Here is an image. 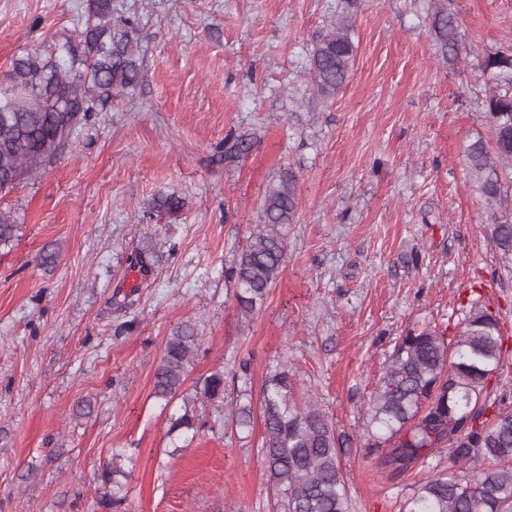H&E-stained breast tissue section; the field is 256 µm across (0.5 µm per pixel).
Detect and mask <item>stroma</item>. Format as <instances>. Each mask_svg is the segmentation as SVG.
<instances>
[{"label":"stroma","instance_id":"stroma-1","mask_svg":"<svg viewBox=\"0 0 512 512\" xmlns=\"http://www.w3.org/2000/svg\"><path fill=\"white\" fill-rule=\"evenodd\" d=\"M116 0L138 23L140 75L33 179L0 192V512H280L261 451L264 379L288 370L345 440L348 512H403L430 476L469 469L447 449L390 476L367 403L410 330L458 335L472 305L500 314L512 360V265L486 226L512 218L469 179L494 147L484 59L512 48V0ZM351 15L347 85L309 79L320 34ZM86 0H0V82L16 58L70 34ZM299 210L262 308L244 316L232 271L281 171ZM174 196L177 211L153 206ZM53 263H44L46 254ZM196 325L180 395H153L167 336ZM224 374V411L195 385ZM193 402L198 428L169 434ZM250 406L251 425L226 409ZM125 450L119 505L100 474ZM458 27V19L448 13L447 4L439 3L431 17V30L445 60H448V52L457 54Z\"/></svg>","mask_w":512,"mask_h":512}]
</instances>
